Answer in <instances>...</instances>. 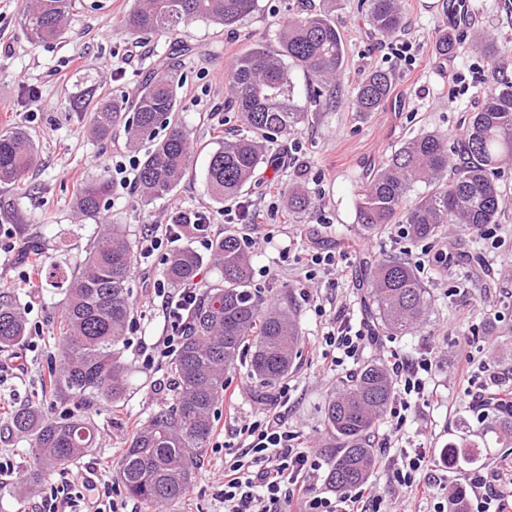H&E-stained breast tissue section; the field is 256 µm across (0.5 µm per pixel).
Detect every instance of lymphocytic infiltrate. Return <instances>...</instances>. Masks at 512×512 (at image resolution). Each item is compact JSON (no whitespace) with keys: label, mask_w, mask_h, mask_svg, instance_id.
I'll list each match as a JSON object with an SVG mask.
<instances>
[{"label":"lymphocytic infiltrate","mask_w":512,"mask_h":512,"mask_svg":"<svg viewBox=\"0 0 512 512\" xmlns=\"http://www.w3.org/2000/svg\"><path fill=\"white\" fill-rule=\"evenodd\" d=\"M191 230L203 242H210L211 227L202 212H194L191 226L167 225L164 235L146 230L138 245L142 258L166 255L173 239ZM154 296L161 304L164 326L162 336L153 344H141L138 353L145 367L160 364L174 354L186 331L189 314L197 298L194 285L168 288L156 283ZM372 334L353 328L342 311H334L328 319L325 344L333 351L331 362L340 366L358 360ZM392 370L397 378V391L388 416L393 427H402L411 404L409 395L426 400L427 379L433 362L428 358L409 360L391 352ZM238 444L224 446V478L217 484L216 495L224 504V512H381L382 498L375 487L359 486L337 494L313 489L311 480L323 469L325 460L313 452L299 432L288 430L279 418H263L235 431ZM398 482L410 495L436 493L441 477L429 466L425 448L404 453L395 472ZM90 506L93 512H121L111 491H98L97 482L60 472L56 485L42 498L38 512H59L62 504Z\"/></svg>","instance_id":"f902f5d3"}]
</instances>
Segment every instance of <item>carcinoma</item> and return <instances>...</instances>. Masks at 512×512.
Returning <instances> with one entry per match:
<instances>
[{"label":"carcinoma","instance_id":"obj_1","mask_svg":"<svg viewBox=\"0 0 512 512\" xmlns=\"http://www.w3.org/2000/svg\"><path fill=\"white\" fill-rule=\"evenodd\" d=\"M76 0H30L24 27L32 43L62 35ZM259 0H137L124 19L134 34L168 36L194 21L230 30L259 11ZM368 19L375 32L390 36L402 23L397 0H369ZM345 58L342 32L328 5L307 9L279 31L276 43L252 42L236 57L227 76L230 106L241 132L215 143L209 154L205 183L221 202L237 199L251 184L277 137L295 132L311 107H330L325 95ZM309 78L299 91L288 64ZM180 75L166 66L143 83L126 117V102L86 100L89 132L105 138L124 125L126 145L138 149L149 142L138 165V199L142 206L175 192L189 173V133L180 114ZM390 75L376 70L354 88L356 111L376 112L388 98ZM166 130L157 138V130ZM449 164L448 140L438 133L405 141L372 173L360 191L357 220L368 230L406 225L413 240L434 239L450 224L475 230L495 224L506 199L490 177L512 158V81H495L484 104L472 113ZM36 149L25 129L0 131V184H14L33 166ZM418 183L427 190L411 196ZM110 184L99 179L82 185L74 207L87 219L101 213ZM312 200L301 187L287 194L291 215L310 210ZM212 260L221 277L200 295L186 334L174 355L172 401L140 421L118 460V476L126 493L149 512L185 498L198 457L206 448L224 399L226 373L246 365L248 377L265 389L288 375L297 358L300 331L288 305L263 306L251 285V257L232 233L213 240ZM203 259L189 248L167 258L163 277L173 288L194 281ZM134 245L124 231L109 224L90 244L69 273L57 322L61 339L51 370L54 392L66 405L57 418L31 404L11 413L12 427L29 438L34 467L24 479L33 487L50 472L72 465L93 452V413L103 402L120 403L128 393L126 335L133 318ZM370 292L366 315L375 331L406 336L422 326L429 310L428 291L414 267L400 258L382 260L368 270ZM26 336L25 313L0 292V352ZM393 399L388 368L380 362L361 367L332 393L325 404V426L338 441L327 480L338 491L368 480L375 463L371 437ZM448 442V463H476L492 448L512 446V410L497 411L474 428L463 421Z\"/></svg>","mask_w":512,"mask_h":512}]
</instances>
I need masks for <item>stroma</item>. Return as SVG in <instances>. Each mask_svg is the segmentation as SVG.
Returning <instances> with one entry per match:
<instances>
[{"instance_id": "stroma-1", "label": "stroma", "mask_w": 512, "mask_h": 512, "mask_svg": "<svg viewBox=\"0 0 512 512\" xmlns=\"http://www.w3.org/2000/svg\"><path fill=\"white\" fill-rule=\"evenodd\" d=\"M322 4L323 0H261L260 12L237 30L196 21L173 40L128 31L123 18L134 0H76L64 34L34 45L23 27L24 0H0V129L24 128L38 158L22 185L0 186V225L13 224L19 230L15 251L0 254V282L8 283L25 311L28 327L24 343L0 352L2 362L18 352L26 364L23 375L0 381V458L15 467L13 474L0 478V512H32L50 487L45 480L35 493H25L22 477L32 467L33 457L27 438L12 428L10 411L36 403L53 417L61 409L58 399L46 395L43 378L60 347L52 323L61 313L63 290L58 283L23 282V255L38 251L47 264L74 269L101 223L79 220L73 198L80 184L101 177L111 183L101 209L103 223L119 225L131 241L139 240L145 226L170 224L176 201L186 210L204 212L215 236L236 234L251 253L252 283L265 305L290 300L301 331L291 372L264 393H256L244 368L228 373L236 404H220L216 431L196 464L191 490L167 512H224L213 486L224 475L222 445L232 441L238 420L281 413L289 430L302 433L316 452L326 458L333 454L334 442L324 425L325 400L347 368L324 360V324L314 307L343 310L352 325H360L365 256L374 261L406 259L416 267L430 297L423 329L407 336L379 337L362 356L366 362L384 361L395 350L410 358L424 354L434 363L429 407L413 404L405 425L396 432L388 421H381L372 439L376 466L369 480L376 484L387 512H434L437 502L448 501L451 488L469 487L476 470L495 473L502 486L512 485V447L492 449L477 465L461 468L449 466L445 457L453 431L472 416L471 393L490 384L483 362L493 365L503 384L512 383V161L504 162L494 175L507 200L495 236L483 239L472 232L448 230L435 240L456 256L446 267L422 262L421 243L399 225L366 232L356 209L360 186L406 140L442 133L449 144H456L469 115L483 104V71H495L497 79L512 81V0H471L464 25L449 17L443 0H402L403 27L388 48L368 21L366 0H336L332 17L346 42L336 101L329 109L312 112L298 131L272 144L271 161L259 170L257 185L240 198L242 206L260 212V227L225 224V205L208 192L204 173L214 142L238 125L227 108L228 68L246 44L274 41L282 21L299 9ZM445 32L457 51L444 61L435 45ZM482 35L495 39L497 58H488L476 47ZM402 43L408 44L407 53L396 52V45ZM161 62L175 65L181 74L178 94L194 148L193 166L173 200L142 207L136 202L135 186L122 182L115 171L116 162L129 154L123 129L104 139L90 138L86 113L73 111L69 101L90 86L102 97L133 96ZM452 66L464 76L453 101L448 98ZM376 69L392 78L389 99L379 111L356 112L351 107L353 91ZM292 183L303 186L315 203L299 218L289 216L284 207L283 191ZM312 247L335 254L337 275L321 272L314 280L306 279L303 258ZM490 267L496 270L492 279L485 275ZM162 268L159 258L136 265L134 319L124 352L131 368V391L124 402L100 404L94 416L97 446L77 464L81 470L101 471L103 480L111 484L117 481V462L128 444L132 422L172 398L170 390L160 389L157 373L142 365L133 345L139 337L155 339L163 332L161 308L149 299ZM465 350L473 361L464 380L459 376V360ZM283 391L288 394L284 405L277 400ZM420 446L430 448L444 476L445 487L434 498L406 495L393 476L401 449Z\"/></svg>"}]
</instances>
